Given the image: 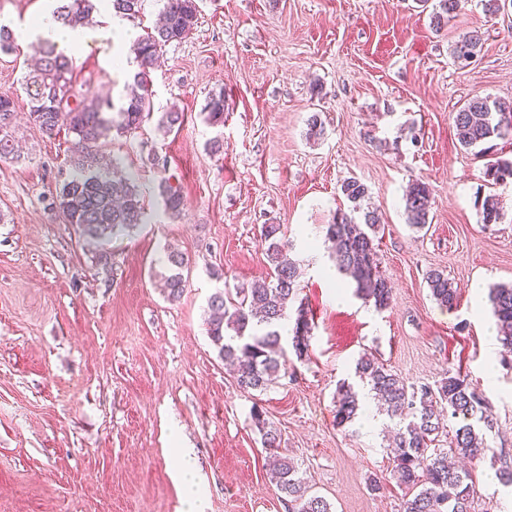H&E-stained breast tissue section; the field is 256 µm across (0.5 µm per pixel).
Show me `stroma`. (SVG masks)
I'll list each match as a JSON object with an SVG mask.
<instances>
[{"label":"stroma","mask_w":512,"mask_h":512,"mask_svg":"<svg viewBox=\"0 0 512 512\" xmlns=\"http://www.w3.org/2000/svg\"><path fill=\"white\" fill-rule=\"evenodd\" d=\"M438 0H202L185 40L162 50L151 73L155 112L178 108L179 131L146 122L104 150L138 178L154 218L106 246L112 270L53 204L69 170L67 134L42 137L28 121L21 80L32 55L0 52V92L13 95L20 159H0V512H179L175 448L191 449L206 512H288L268 475L250 411L261 406L313 494L332 512H401L386 433L393 422L368 392L345 425L336 388L366 352L410 384L467 375L495 420L489 449L468 462L475 512H512V368L488 300L512 284V183L491 185L487 160L462 148L452 114L474 96L512 100V0L486 13L466 0L434 29ZM478 30V62L453 66L448 48ZM130 38L91 39L74 53L76 88L121 104L132 72L112 58ZM224 94V124L207 125L210 93ZM319 113L322 139L307 136ZM222 137L224 151L208 143ZM368 186L382 224L380 268L391 306L375 310L349 278L333 289L325 226L346 208L344 178ZM185 199L181 219L158 218V184ZM432 188L429 222L413 230L402 197ZM496 193L501 223L484 225L479 198ZM282 225L302 275L298 298L314 325L310 358L265 392H241L206 331L208 299L269 272L260 228ZM189 260L182 297L167 301L153 268L162 247ZM443 270L453 306L425 277ZM426 282L434 300L441 306L450 307L456 300V288L448 280V276L440 270H429Z\"/></svg>","instance_id":"obj_1"}]
</instances>
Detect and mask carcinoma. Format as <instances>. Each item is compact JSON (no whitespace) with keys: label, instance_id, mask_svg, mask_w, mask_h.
<instances>
[{"label":"carcinoma","instance_id":"1","mask_svg":"<svg viewBox=\"0 0 512 512\" xmlns=\"http://www.w3.org/2000/svg\"><path fill=\"white\" fill-rule=\"evenodd\" d=\"M112 13L134 18L143 0H109ZM159 22L153 30L132 42L131 53L138 65L134 85L120 107L109 100L87 99L74 87L75 64L56 43L41 42L38 63L24 76L23 89L29 98V121L47 138L66 131L71 137V173L59 185L56 206L65 223L73 224L89 243L99 246L97 264L110 267V254L102 246L112 237L130 232L145 223L146 208L138 184L129 176L115 172L119 162L101 152V141L114 133L132 135L152 117L151 70L162 47L186 39L194 30L199 13L197 0H161ZM462 0H438L431 15L433 28L440 30L461 9ZM96 0H59L52 11L64 27H89L96 24ZM483 46L478 30L463 34L450 45V57L464 68L476 62ZM202 115L212 127L224 125V93L212 94ZM13 96L0 92V158L17 155L11 128L14 125ZM184 122V113L171 109L161 113L158 132L168 134ZM458 143L465 149L481 147L495 139H512V100L474 96L453 116ZM492 182L512 181V160L498 157L487 164ZM348 209L339 210L326 225L325 238L332 243L330 258L336 269L350 277L356 294L377 310L392 302V288L377 263L376 233L381 217L370 206L369 188L355 177L340 184ZM159 195L165 215L181 218L184 198L181 189L168 179L161 180ZM432 197L430 185L422 180L409 184L404 196L408 224L420 230L429 220ZM482 223L498 224L504 217L494 194L481 201ZM279 224H264L260 239L270 266V279L254 288L235 293L218 290L208 300L210 316L207 333L219 357L235 369L236 385L245 392H264L286 369L282 345V323L293 320L291 347L298 360L309 357L312 318L297 299L299 264L286 257L288 245ZM187 258L177 250L166 254L164 270L158 273L164 296L179 300L187 286L183 269ZM426 282L434 300L450 307L456 300V288L440 270L426 273ZM502 346L512 352V285H496L488 293ZM295 310H290V307ZM355 377L370 386L388 415L397 420L390 455L399 486L404 491L403 512H472L475 484L472 474L448 464V456L476 459L488 449L486 436L469 420L485 410V399L461 377L450 375L438 384L408 385L392 373L378 358L362 355L356 363ZM361 409L359 392L353 384L342 382L336 392V422H351ZM460 418V425L449 442L440 447L443 413ZM479 417V416H477ZM479 421L494 428L488 416ZM251 422L270 450V481L288 497V512H331L330 503L308 493L305 478L288 455L279 452L280 437L265 418V412L253 406Z\"/></svg>","mask_w":512,"mask_h":512}]
</instances>
